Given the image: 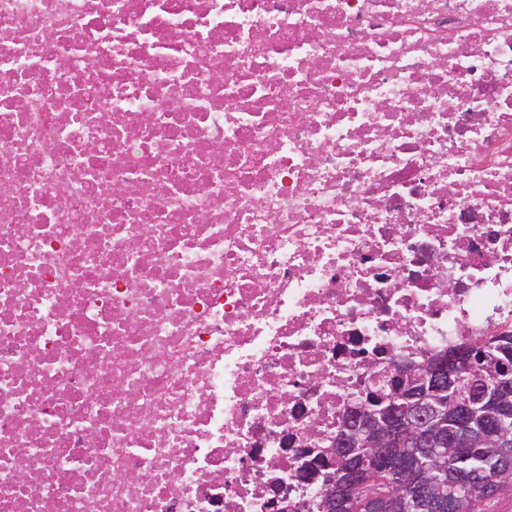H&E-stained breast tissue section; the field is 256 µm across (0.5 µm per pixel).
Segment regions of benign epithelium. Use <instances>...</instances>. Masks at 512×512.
<instances>
[{"label": "benign epithelium", "mask_w": 512, "mask_h": 512, "mask_svg": "<svg viewBox=\"0 0 512 512\" xmlns=\"http://www.w3.org/2000/svg\"><path fill=\"white\" fill-rule=\"evenodd\" d=\"M470 344L452 356L445 352L416 364L398 362L387 375L390 392L367 390L352 401L331 453L338 471L324 476L327 507L341 512L348 493L365 485L366 466L411 476L409 490H399L391 503L405 510L413 495L447 510V498L434 490L432 479L415 474L414 460L406 447H471L488 439L503 442L499 411L512 405V375L492 373L478 387L472 400L458 399L457 384L469 369Z\"/></svg>", "instance_id": "benign-epithelium-1"}]
</instances>
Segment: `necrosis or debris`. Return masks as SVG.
<instances>
[{
  "mask_svg": "<svg viewBox=\"0 0 512 512\" xmlns=\"http://www.w3.org/2000/svg\"><path fill=\"white\" fill-rule=\"evenodd\" d=\"M510 329L512 0H0V512L316 499Z\"/></svg>",
  "mask_w": 512,
  "mask_h": 512,
  "instance_id": "obj_1",
  "label": "necrosis or debris"
}]
</instances>
